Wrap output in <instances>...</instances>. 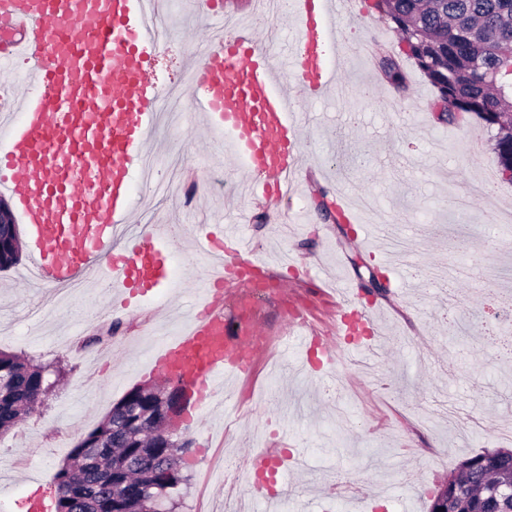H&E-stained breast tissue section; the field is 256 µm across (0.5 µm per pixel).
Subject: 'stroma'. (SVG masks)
<instances>
[{
    "instance_id": "1",
    "label": "stroma",
    "mask_w": 512,
    "mask_h": 512,
    "mask_svg": "<svg viewBox=\"0 0 512 512\" xmlns=\"http://www.w3.org/2000/svg\"><path fill=\"white\" fill-rule=\"evenodd\" d=\"M256 2L209 0L201 9L196 0H175L163 8L166 37L152 60L155 81L168 86L205 57L209 47L200 35L217 13L225 42L244 30L277 56L288 46L291 20L281 18L278 40L267 42L271 20ZM371 4L351 0L337 21L352 92L305 97L296 83L288 85L303 119V172L300 188L285 199L213 192L212 173H222L230 187L246 174L232 156L208 152L206 124L197 121L190 90L182 88V111L164 118L153 144L163 185L132 225L136 231L180 225L167 256L170 285L112 296L93 282L62 303L54 289L29 292L17 268L0 271V349L50 365L53 383L37 411L0 437V512H27L34 500L43 512H55L59 464L127 391L153 383L144 366L155 333L173 332L191 315L208 277L195 243L231 224L243 225L250 247L265 259L260 276L289 285L287 297L256 304L265 334L279 337L285 356L273 368L258 354L249 376L224 385L242 402L232 431L224 429L221 406L203 419H185L181 431L193 445L176 512H345L338 490L352 483L365 497H380L373 512H428L463 460L505 446L500 429L512 423V354H504L502 343L512 334L498 330L494 313L512 299V234L503 233L494 214L512 210V183L498 177L494 129L473 116L439 121L432 88L410 59L401 61L407 91L394 90L381 76L379 58L399 55L400 44ZM365 80L374 81L377 94L364 95ZM489 178L492 195L470 200L465 212L449 211L450 197ZM343 195L376 199L377 220L412 239L413 288L400 291L389 269L360 246L362 225L335 209ZM460 234L471 250L450 251L448 242ZM491 273L493 291L485 285ZM373 276L380 289L370 288ZM344 299L352 310L372 305L380 312L382 359L375 375L354 371L349 351L330 363L319 350L303 353L288 340L289 311L302 313L325 336L334 331ZM383 388L393 404L377 401ZM450 409L478 418V430L462 436L446 417ZM263 448L303 458L287 498L271 504L246 486L225 504L224 482L207 480L206 460L235 473Z\"/></svg>"
}]
</instances>
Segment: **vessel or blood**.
Instances as JSON below:
<instances>
[{"label":"vessel or blood","mask_w":512,"mask_h":512,"mask_svg":"<svg viewBox=\"0 0 512 512\" xmlns=\"http://www.w3.org/2000/svg\"><path fill=\"white\" fill-rule=\"evenodd\" d=\"M147 0H0V73L27 88L0 87V152L10 173L0 190L19 198L35 246L26 277L66 290L95 278L111 288L151 290L168 280L165 250L174 226H152L113 250L138 199L134 178L152 181L145 146L158 126L164 89L150 61L159 48ZM299 23L289 37L298 49L288 65L264 53L230 55L214 45L192 71V94L216 134L259 184L281 186L298 175V116L285 77L305 91L324 92L337 71L327 53L338 42V0H293ZM226 243L200 242L219 270L253 266L256 258L235 233ZM264 342L259 323L229 334L224 313L207 309L161 340L151 369L202 388L248 370ZM255 466L280 473L295 456L264 448Z\"/></svg>","instance_id":"1"}]
</instances>
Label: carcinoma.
<instances>
[{
    "instance_id": "cac0c4a2",
    "label": "carcinoma",
    "mask_w": 512,
    "mask_h": 512,
    "mask_svg": "<svg viewBox=\"0 0 512 512\" xmlns=\"http://www.w3.org/2000/svg\"><path fill=\"white\" fill-rule=\"evenodd\" d=\"M373 8L393 24L405 55L434 88L442 121L475 116L497 129L493 150L498 171L512 167V125L504 119L512 102V0H374ZM378 66L393 87H406L398 59ZM21 240L0 251V270L20 261ZM46 366L0 351V435L30 414L47 392ZM168 392L134 388L88 431L55 474V512H151L168 502L184 481L179 459L189 442L159 428L141 430L123 409L152 410ZM145 487L134 496L130 486ZM512 485V449L483 452L462 461L429 512H512L503 492Z\"/></svg>"
}]
</instances>
